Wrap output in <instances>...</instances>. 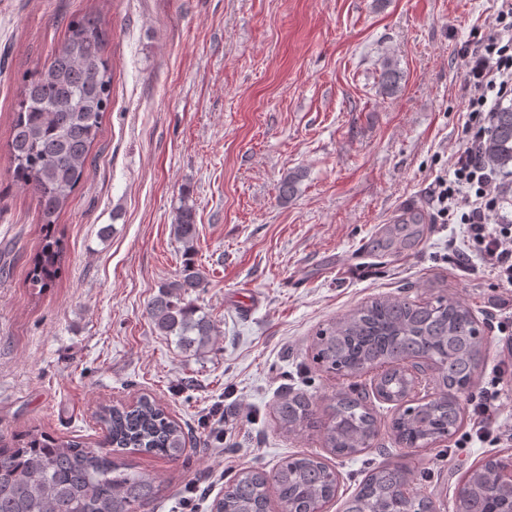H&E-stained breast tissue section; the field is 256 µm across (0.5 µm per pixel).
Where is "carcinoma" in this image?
<instances>
[{"label": "carcinoma", "instance_id": "cac0c4a2", "mask_svg": "<svg viewBox=\"0 0 512 512\" xmlns=\"http://www.w3.org/2000/svg\"><path fill=\"white\" fill-rule=\"evenodd\" d=\"M67 27V37L50 60L18 89L8 142L12 177L36 202L45 229L31 270V286L42 290L53 285L64 266L66 243L57 223L83 180L101 118L112 104L108 31L85 15ZM486 158L499 168L512 167V106L494 113ZM300 177L297 172L284 177L278 187L281 199L295 195ZM173 233L188 249L197 238L195 208L186 199L176 210ZM203 287V272L187 262L178 279L161 286L145 306L160 335L175 337L184 352H201L216 335L213 321L189 300ZM484 349L471 309L457 298L439 294L417 303L379 297L319 330L314 359L343 376H358L374 366L385 369L374 392L398 404L412 391L406 361H429L434 397L405 407L391 423L396 444L420 448L459 428ZM275 412L287 432L319 430L324 447L340 458L371 447L380 430L376 413L361 395L338 392L321 406L303 393L289 394ZM95 417L103 430L95 448L41 432L10 445L0 442V512H140L153 500L159 491L156 478L129 470L116 453L134 450L175 459L186 447L182 426L149 395L127 406L103 404ZM499 462L492 457L467 474L453 512H512V491L489 480ZM409 472L399 463L372 468L346 512H440L421 488L406 494ZM271 481L294 512H320L338 490L332 466L300 453L282 460L271 478L255 470L236 473L224 484L215 512H266Z\"/></svg>", "mask_w": 512, "mask_h": 512}]
</instances>
